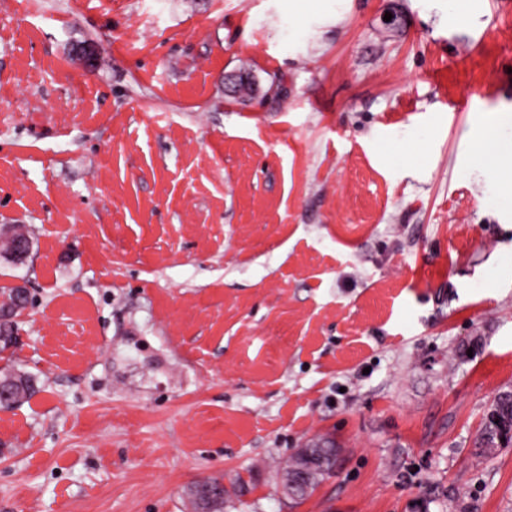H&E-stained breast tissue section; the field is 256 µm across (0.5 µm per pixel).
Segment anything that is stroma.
<instances>
[{"instance_id": "1", "label": "stroma", "mask_w": 512, "mask_h": 512, "mask_svg": "<svg viewBox=\"0 0 512 512\" xmlns=\"http://www.w3.org/2000/svg\"><path fill=\"white\" fill-rule=\"evenodd\" d=\"M0 0V512H512V0ZM246 71L255 96H229ZM483 94L479 112L448 101ZM327 436L300 504L285 461ZM492 122H488L485 131H491ZM483 131L479 137L476 159L494 169L500 187L498 201L503 209H512V138L496 131L495 138ZM510 390L500 392L494 399L489 411L487 421L480 432L477 445L480 455L489 456L495 454L499 448L512 443L509 438L505 441L501 439V428L490 416H498L503 421L512 423V398ZM340 452L341 448L336 446L335 441L323 437L291 455L283 466L284 484L300 474L307 477L302 478V485L290 499L297 502L314 492L324 480V474L335 468ZM223 481V477H211L194 487L191 498L195 512H224V501L241 489L244 480L239 477L237 482L231 483L230 489L224 488ZM211 489H220V495L217 498L210 497L208 493Z\"/></svg>"}]
</instances>
